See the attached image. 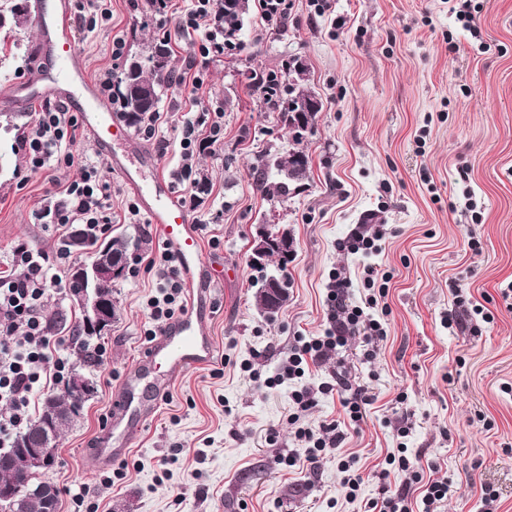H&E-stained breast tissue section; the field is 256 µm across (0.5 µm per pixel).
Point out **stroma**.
I'll return each mask as SVG.
<instances>
[{"mask_svg": "<svg viewBox=\"0 0 512 512\" xmlns=\"http://www.w3.org/2000/svg\"><path fill=\"white\" fill-rule=\"evenodd\" d=\"M473 3L476 37L442 0H331L322 14L311 0H292L279 31L250 6L237 48L210 66L198 99L199 109L224 113L223 145L196 160L207 192L190 211L204 251L224 263L211 321L219 356L173 374L158 411L112 467L98 469L85 455L106 431L114 387L138 373L135 394L147 404L159 375L138 361L152 326L147 302L158 293L142 257L161 237L144 215L129 219L135 193L113 178L105 234L139 240V257L112 285L117 316L99 340L106 354L91 370L97 392L43 475L59 490L57 512H364L378 484L366 479L357 499H346L338 460L359 457L370 471L402 444L410 458L437 462V478L447 479L441 512H483L485 485L498 495V512H512V312L500 292L512 281V0ZM111 10L110 26L77 36L91 78L108 69L122 75L111 52L119 32L130 58L169 38L176 71L199 47L198 34H176L175 20L160 21L148 0H111ZM295 58L323 109L303 143L308 179L288 198L271 200L256 187V169L267 151L289 149L291 137L249 74L284 72ZM37 64L35 21L1 20L0 102ZM40 109L37 102L0 105V260L21 239L55 254L52 230L34 218L50 204L43 182L79 175L75 168L26 174L15 136ZM362 224L389 229L371 259L338 249ZM263 225L292 234L286 268L274 260L265 271L253 267L251 243ZM370 262L390 274L379 301L388 338L375 358L362 361L355 337L344 355L311 366L303 382L265 387L297 337L326 328L330 273L342 266L356 277ZM281 269L288 300L269 319L256 306L258 278ZM459 291L484 301L491 321L465 315L447 327ZM342 358L375 398L361 433L316 473L278 464L297 426L338 419L329 393L291 423L290 393L332 381ZM253 369L259 380L251 379ZM400 394L405 403H397ZM406 414L414 427L402 438L396 427ZM271 428L272 444L265 440ZM84 485L91 492L79 506L74 495Z\"/></svg>", "mask_w": 512, "mask_h": 512, "instance_id": "stroma-1", "label": "stroma"}]
</instances>
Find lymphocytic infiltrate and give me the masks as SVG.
<instances>
[{
  "label": "lymphocytic infiltrate",
  "mask_w": 512,
  "mask_h": 512,
  "mask_svg": "<svg viewBox=\"0 0 512 512\" xmlns=\"http://www.w3.org/2000/svg\"><path fill=\"white\" fill-rule=\"evenodd\" d=\"M159 15L176 12L177 32H201L198 52L188 58L177 84L184 99L195 100L204 85L203 75L211 64L224 57V4L222 0H188L184 8L173 9L172 0H150ZM79 128L75 114L60 104L45 102L36 123L19 135L14 149L24 160L30 173L42 171L56 163L78 166L79 176L62 183L49 179L47 196L54 198L53 206L41 216L50 220L57 236L58 249L48 255L33 248L27 241L15 243L0 271V403L8 407L0 416V447H11L17 434L31 422V404L37 390L62 384L70 368V360L61 347L64 337L54 332L43 313L44 297L50 287L61 286L63 277L52 272V259L68 260V230L75 224H109L112 221V184L105 177L98 161L73 153ZM224 137L223 112L202 116H183L181 120V164L174 171L176 179H185L195 167L194 148L197 143L220 144ZM147 269L157 273L159 295L148 301L150 319L155 328H163L175 313L185 308L183 285L173 254L162 251L148 255ZM389 276L380 265H366L363 286L368 295L364 305L347 303L352 285L344 269L331 276L327 292V321L324 335L299 338L273 384L282 380L299 379L309 365L325 360L331 353L345 347L350 335L362 337L363 357L372 359L381 341L387 336L382 323L373 318L372 308L378 300L374 294L377 284L388 282ZM336 393L347 417L348 426H360L372 398L365 386L352 385L348 370L336 373ZM346 426L339 421L321 424L319 428H297L298 448L289 450V465H302L317 471L322 460L340 448L347 438ZM387 466L378 474V495L365 504V512H412L408 500L414 486H421L423 512H438V506L448 496L444 480H424L421 465L405 453H393L386 458Z\"/></svg>",
  "instance_id": "1"
}]
</instances>
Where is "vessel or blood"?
Instances as JSON below:
<instances>
[{
	"label": "vessel or blood",
	"mask_w": 512,
	"mask_h": 512,
	"mask_svg": "<svg viewBox=\"0 0 512 512\" xmlns=\"http://www.w3.org/2000/svg\"><path fill=\"white\" fill-rule=\"evenodd\" d=\"M38 20L39 47L52 56L55 70L48 73L45 84L28 86L27 100L51 99L78 114L100 152L108 157L113 174L134 190L149 223L159 227L164 245L191 288L185 312L143 348L140 367L162 364L185 371L213 363L217 346L210 331L206 286L214 280L215 258L204 252L198 227L178 203L172 182L158 174L157 159L128 155L131 135L103 102L79 62L71 0H55L51 13H39ZM134 383V377H125L113 391L109 429L118 433L120 441L112 448L99 443L88 448L87 455L96 464H108L122 456L136 431L155 412L154 407L134 405Z\"/></svg>",
	"instance_id": "vessel-or-blood-1"
}]
</instances>
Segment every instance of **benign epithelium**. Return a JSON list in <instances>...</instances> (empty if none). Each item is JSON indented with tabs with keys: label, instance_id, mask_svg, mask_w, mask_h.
<instances>
[{
	"label": "benign epithelium",
	"instance_id": "1",
	"mask_svg": "<svg viewBox=\"0 0 512 512\" xmlns=\"http://www.w3.org/2000/svg\"><path fill=\"white\" fill-rule=\"evenodd\" d=\"M277 245L292 250L294 240L283 229L273 231L268 227L263 228L252 242V260L259 262L266 258L269 249ZM134 258L135 251L132 250L120 258L105 259L98 264L74 271V277L79 282V286L73 290L72 297L82 312L83 325L86 328L105 331L112 327L115 310L112 308V303L98 294V285L121 280L125 266ZM67 392L75 399L86 400L95 394L96 385L84 373L77 370L69 379ZM43 428L45 436L41 445L24 449L26 463L41 471L52 468L57 461L53 421L45 422ZM35 493L50 497L53 495V490L47 488L35 490L19 483H0V506L5 504L15 506Z\"/></svg>",
	"mask_w": 512,
	"mask_h": 512
}]
</instances>
